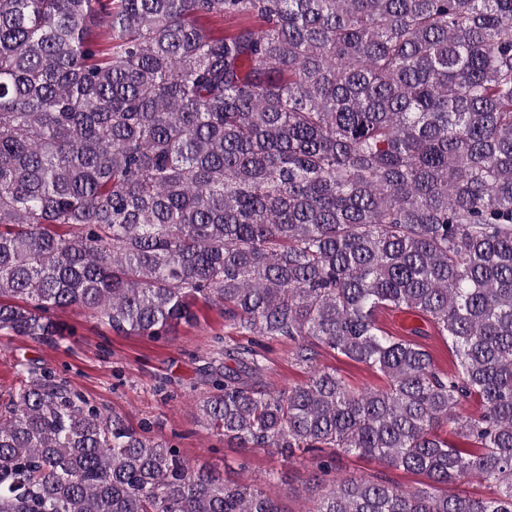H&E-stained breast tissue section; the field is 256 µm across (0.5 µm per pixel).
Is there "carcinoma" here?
<instances>
[{
  "label": "carcinoma",
  "mask_w": 512,
  "mask_h": 512,
  "mask_svg": "<svg viewBox=\"0 0 512 512\" xmlns=\"http://www.w3.org/2000/svg\"><path fill=\"white\" fill-rule=\"evenodd\" d=\"M200 301L252 337L208 365L225 444L425 478L328 482L321 458L308 512H512V0H0V330L58 345L77 308L161 339ZM258 338L307 379L267 389ZM15 368L0 512H288ZM377 318L379 323L386 329L398 336L410 338L429 350L439 367L448 369V367H452L455 364L456 357L451 349L448 348V343L429 324L399 311L383 310L378 314ZM414 326L421 327L427 335L407 336V329ZM321 361L323 365L336 369V372L355 390L366 387L382 388L385 385V379L379 373L364 364L353 362L341 355L337 356L327 352L324 353ZM336 471L331 475L339 478H359L376 472H383L391 480L402 486L418 487L419 483L424 481L422 476L408 474L400 470L383 468L377 461L359 458L353 455H347L336 450Z\"/></svg>",
  "instance_id": "obj_1"
}]
</instances>
